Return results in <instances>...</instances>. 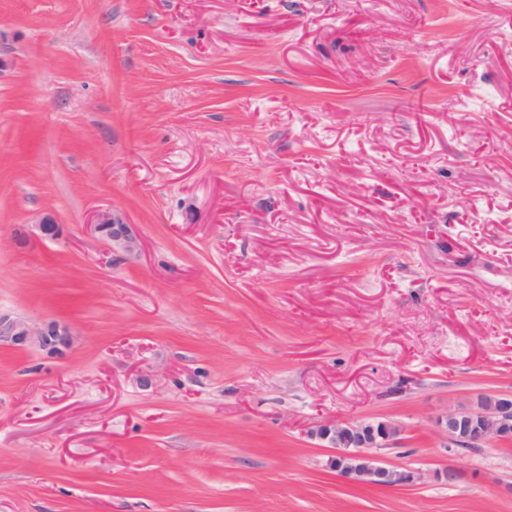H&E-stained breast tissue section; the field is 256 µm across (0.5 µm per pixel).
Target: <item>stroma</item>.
<instances>
[{"label":"stroma","instance_id":"stroma-1","mask_svg":"<svg viewBox=\"0 0 512 512\" xmlns=\"http://www.w3.org/2000/svg\"><path fill=\"white\" fill-rule=\"evenodd\" d=\"M509 31L512 0H0V313L71 333L0 340V512H512V442L432 424L512 396ZM333 418L419 480L337 476ZM94 231L104 237L112 247H118L129 258L139 255L141 244L136 235L133 234L131 225L127 224L121 213L112 209L100 212L96 215L93 224ZM68 336L65 327L55 320L31 324L0 316V338L14 345H33L49 352H59L61 347L69 345Z\"/></svg>","mask_w":512,"mask_h":512}]
</instances>
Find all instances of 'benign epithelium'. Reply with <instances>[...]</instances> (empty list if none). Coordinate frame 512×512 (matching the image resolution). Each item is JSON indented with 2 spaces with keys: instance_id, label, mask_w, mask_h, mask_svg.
I'll use <instances>...</instances> for the list:
<instances>
[{
  "instance_id": "benign-epithelium-1",
  "label": "benign epithelium",
  "mask_w": 512,
  "mask_h": 512,
  "mask_svg": "<svg viewBox=\"0 0 512 512\" xmlns=\"http://www.w3.org/2000/svg\"><path fill=\"white\" fill-rule=\"evenodd\" d=\"M93 228L127 257L139 255L140 240L121 213L115 210L98 213ZM0 338L14 345H33L49 352H59L69 345L67 330L55 320L31 324L0 316ZM434 424L455 448L468 450L495 442L509 443L512 442V399H490L470 411H447L437 416ZM313 434L336 449L329 466L349 482L400 487L420 478L415 471L381 465L371 453V449L382 447L394 434L387 424L334 419L319 425Z\"/></svg>"
}]
</instances>
